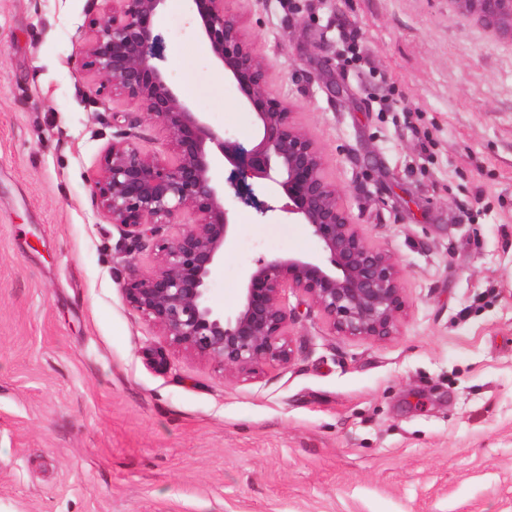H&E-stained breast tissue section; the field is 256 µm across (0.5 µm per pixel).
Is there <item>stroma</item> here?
<instances>
[{"mask_svg": "<svg viewBox=\"0 0 512 512\" xmlns=\"http://www.w3.org/2000/svg\"><path fill=\"white\" fill-rule=\"evenodd\" d=\"M103 0H0V512H512V33L455 0H226L341 204L403 269L396 333H334L290 296V364L252 377L143 349L130 269L156 266L91 203L117 132L163 129L95 96L75 59ZM155 65L244 147L254 114L184 0ZM210 284L233 313L259 257L317 256L251 179Z\"/></svg>", "mask_w": 512, "mask_h": 512, "instance_id": "stroma-1", "label": "stroma"}]
</instances>
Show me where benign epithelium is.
I'll use <instances>...</instances> for the list:
<instances>
[{
  "label": "benign epithelium",
  "mask_w": 512,
  "mask_h": 512,
  "mask_svg": "<svg viewBox=\"0 0 512 512\" xmlns=\"http://www.w3.org/2000/svg\"><path fill=\"white\" fill-rule=\"evenodd\" d=\"M88 21L81 67L92 73L89 91L111 89L134 101L161 125L170 156L143 153L128 133L115 136L90 176L91 201L125 239H154L157 266L130 270L122 286L127 304L158 330L143 351L146 363L168 367L169 353L184 352L222 370L251 377L268 364L295 357L288 294L306 299L341 336L384 340L405 309L397 259L371 244L340 204L324 174L314 139L296 122L289 104L267 86L268 64L244 40L224 0H185L213 62L233 82L241 105L256 120L255 145L245 149L212 129L166 74L152 63L153 19L166 0H104ZM463 15L512 29V0H456ZM272 183L288 199L279 211L303 224L321 243L323 257L259 258L245 272L241 302L227 316L210 300L224 246L237 222L225 195L221 168ZM183 224L175 238L160 235Z\"/></svg>",
  "instance_id": "1"
}]
</instances>
